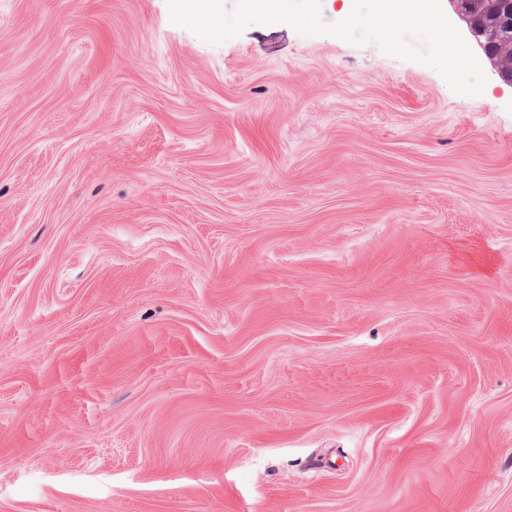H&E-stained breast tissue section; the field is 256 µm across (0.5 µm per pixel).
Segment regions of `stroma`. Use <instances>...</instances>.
<instances>
[{"label": "stroma", "instance_id": "35a3bbf8", "mask_svg": "<svg viewBox=\"0 0 512 512\" xmlns=\"http://www.w3.org/2000/svg\"><path fill=\"white\" fill-rule=\"evenodd\" d=\"M166 0H0V512H512V84Z\"/></svg>", "mask_w": 512, "mask_h": 512}]
</instances>
